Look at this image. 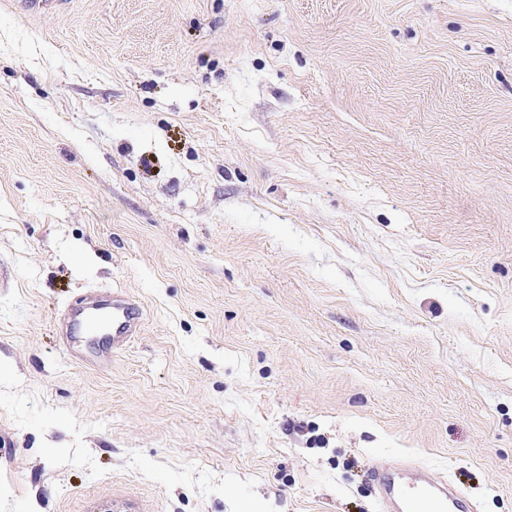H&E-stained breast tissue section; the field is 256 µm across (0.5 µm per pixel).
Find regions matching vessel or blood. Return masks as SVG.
I'll return each mask as SVG.
<instances>
[{
    "mask_svg": "<svg viewBox=\"0 0 512 512\" xmlns=\"http://www.w3.org/2000/svg\"><path fill=\"white\" fill-rule=\"evenodd\" d=\"M96 322L108 338L98 354L103 360L137 336L140 317L135 300L118 292L105 300L89 297L68 308L58 319L65 347L74 349L76 336ZM371 481L382 512H476L475 504L452 483L435 479L427 466L413 460H378Z\"/></svg>",
    "mask_w": 512,
    "mask_h": 512,
    "instance_id": "vessel-or-blood-1",
    "label": "vessel or blood"
}]
</instances>
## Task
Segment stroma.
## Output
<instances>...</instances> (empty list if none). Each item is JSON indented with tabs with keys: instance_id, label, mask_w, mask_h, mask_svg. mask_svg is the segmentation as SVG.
Segmentation results:
<instances>
[{
	"instance_id": "35a3bbf8",
	"label": "stroma",
	"mask_w": 512,
	"mask_h": 512,
	"mask_svg": "<svg viewBox=\"0 0 512 512\" xmlns=\"http://www.w3.org/2000/svg\"><path fill=\"white\" fill-rule=\"evenodd\" d=\"M388 456L512 512V0H0V512H380ZM97 320L102 326V335L109 336V340L96 360L85 357L91 364H97L122 350L137 336L141 326L136 302L130 296L117 292L105 300L88 297L80 305L68 308L58 319L64 346L79 356L75 336H80L83 330L88 332Z\"/></svg>"
}]
</instances>
